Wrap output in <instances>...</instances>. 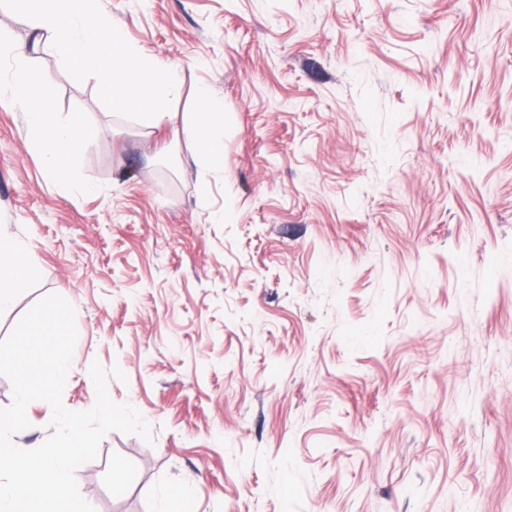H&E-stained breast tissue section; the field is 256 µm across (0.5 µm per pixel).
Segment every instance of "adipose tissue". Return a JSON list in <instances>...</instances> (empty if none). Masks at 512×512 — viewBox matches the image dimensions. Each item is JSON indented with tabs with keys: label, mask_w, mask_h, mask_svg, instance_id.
Wrapping results in <instances>:
<instances>
[{
	"label": "adipose tissue",
	"mask_w": 512,
	"mask_h": 512,
	"mask_svg": "<svg viewBox=\"0 0 512 512\" xmlns=\"http://www.w3.org/2000/svg\"><path fill=\"white\" fill-rule=\"evenodd\" d=\"M8 3L25 14L35 33L28 49L0 35V57L14 64L12 95L23 112L26 137L39 150L51 177L66 181L73 191L89 192L91 184L71 177L69 164L92 131L77 116L55 111L51 98L30 76L34 55L49 53L95 75L111 97L113 108L145 127L170 120L167 105L180 93L181 73L176 66L127 42L123 31L99 12L97 0ZM195 96L197 110L182 132L196 141L201 166L218 172L224 168V107L206 86H198ZM30 272L31 261L24 244L1 231L0 311L11 306L14 285Z\"/></svg>",
	"instance_id": "ef3b65f1"
}]
</instances>
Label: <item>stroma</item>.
<instances>
[{
    "label": "stroma",
    "instance_id": "35a3bbf8",
    "mask_svg": "<svg viewBox=\"0 0 512 512\" xmlns=\"http://www.w3.org/2000/svg\"><path fill=\"white\" fill-rule=\"evenodd\" d=\"M224 104V169L115 118L96 76L31 74L96 136L47 176L0 59V229L75 309L63 404L110 398L75 477L96 512H512V0H98ZM209 193L199 196L200 182Z\"/></svg>",
    "mask_w": 512,
    "mask_h": 512
}]
</instances>
